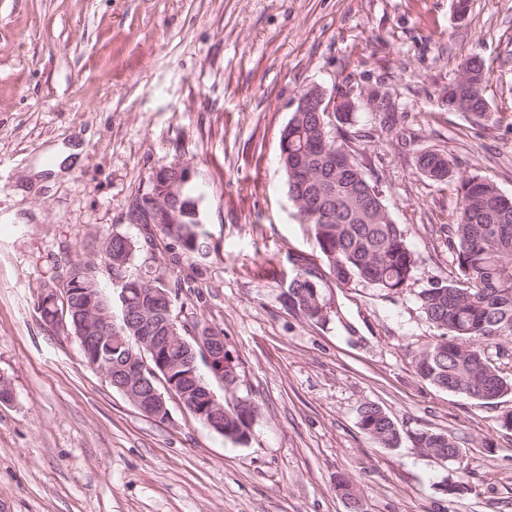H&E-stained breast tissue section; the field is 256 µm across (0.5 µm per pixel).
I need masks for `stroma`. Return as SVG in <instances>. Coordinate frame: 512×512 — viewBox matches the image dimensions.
<instances>
[{
    "instance_id": "35a3bbf8",
    "label": "stroma",
    "mask_w": 512,
    "mask_h": 512,
    "mask_svg": "<svg viewBox=\"0 0 512 512\" xmlns=\"http://www.w3.org/2000/svg\"><path fill=\"white\" fill-rule=\"evenodd\" d=\"M475 55L491 73L479 120L446 105ZM311 84L353 100L341 140L418 258L399 292L327 276L323 325L280 301L289 254L320 256L278 163ZM373 94L394 111H371ZM72 144L78 164L45 171ZM424 151L512 195V0H471L461 20L453 0H0V512H347L341 480L368 512H512V431L497 425L512 396L484 404L413 368L439 334L417 296L457 274L440 227L460 198L423 175ZM177 160L210 253L175 265L164 240L156 264L182 279L183 317L222 331L236 393L258 405L243 445L173 399L169 421L145 416L37 309L57 257L141 237L132 205ZM366 402L400 447L361 431ZM425 429L459 442L462 468L412 444ZM358 425L380 446L397 448L400 445V432L393 418L378 404L367 402L359 407Z\"/></svg>"
}]
</instances>
